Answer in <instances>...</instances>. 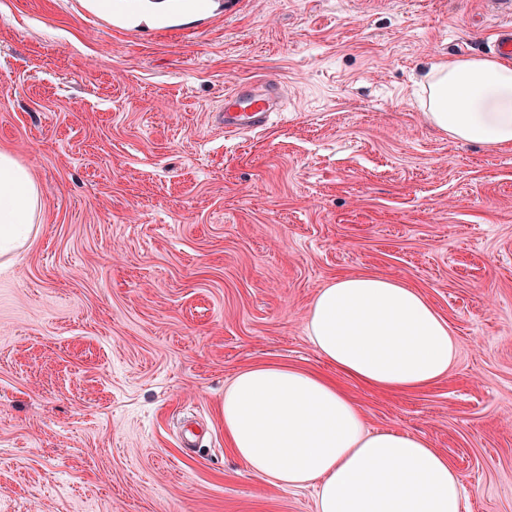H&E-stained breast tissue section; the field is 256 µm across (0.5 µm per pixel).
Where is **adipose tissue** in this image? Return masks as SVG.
<instances>
[{"mask_svg": "<svg viewBox=\"0 0 512 512\" xmlns=\"http://www.w3.org/2000/svg\"><path fill=\"white\" fill-rule=\"evenodd\" d=\"M431 124L463 143L512 148V59L468 58L426 76ZM43 199L28 170L0 152V265L40 230ZM317 353L340 374L407 392L452 368L447 321L416 289L378 274L342 276L307 314ZM224 437L266 484L313 488L315 512H463V477L419 434L369 430L335 379L285 363L238 371L224 389Z\"/></svg>", "mask_w": 512, "mask_h": 512, "instance_id": "1", "label": "adipose tissue"}]
</instances>
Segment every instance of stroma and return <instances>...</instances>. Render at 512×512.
<instances>
[{
	"label": "stroma",
	"mask_w": 512,
	"mask_h": 512,
	"mask_svg": "<svg viewBox=\"0 0 512 512\" xmlns=\"http://www.w3.org/2000/svg\"><path fill=\"white\" fill-rule=\"evenodd\" d=\"M0 0V150L41 228L0 270V512H315L250 473L219 405L241 369L333 376L370 430L424 435L464 512H512V151L422 105L433 66L490 56L497 0ZM266 81L248 133L224 95ZM416 288L448 375L380 391L316 353L341 275ZM196 446L186 450L185 434ZM284 88L279 82H266L250 96L240 89L225 94L224 121L225 132H245L259 129L268 124L273 114L279 112L280 99Z\"/></svg>",
	"instance_id": "stroma-1"
}]
</instances>
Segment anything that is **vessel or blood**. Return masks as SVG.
Returning <instances> with one entry per match:
<instances>
[{"label": "vessel or blood", "mask_w": 512, "mask_h": 512, "mask_svg": "<svg viewBox=\"0 0 512 512\" xmlns=\"http://www.w3.org/2000/svg\"><path fill=\"white\" fill-rule=\"evenodd\" d=\"M284 94L281 83L268 82L252 95H244L234 89L224 97V129L228 132H245L268 124L278 112Z\"/></svg>", "instance_id": "vessel-or-blood-1"}]
</instances>
